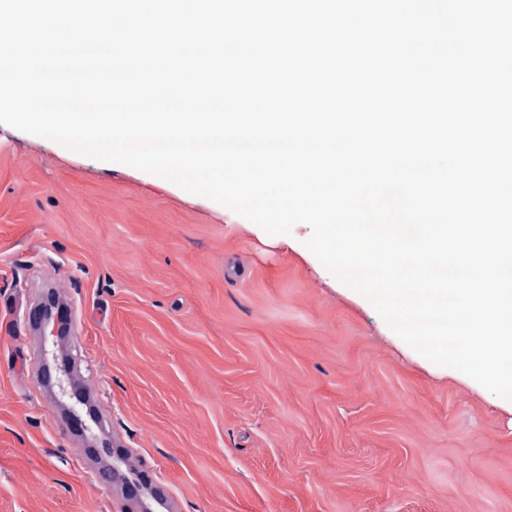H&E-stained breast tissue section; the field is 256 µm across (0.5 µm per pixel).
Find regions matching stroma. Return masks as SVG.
Returning a JSON list of instances; mask_svg holds the SVG:
<instances>
[{
  "label": "stroma",
  "instance_id": "stroma-1",
  "mask_svg": "<svg viewBox=\"0 0 512 512\" xmlns=\"http://www.w3.org/2000/svg\"><path fill=\"white\" fill-rule=\"evenodd\" d=\"M172 182L0 124V512H138L59 404L82 379L175 512H512V409L404 343L306 247ZM71 299V373L28 336Z\"/></svg>",
  "mask_w": 512,
  "mask_h": 512
}]
</instances>
